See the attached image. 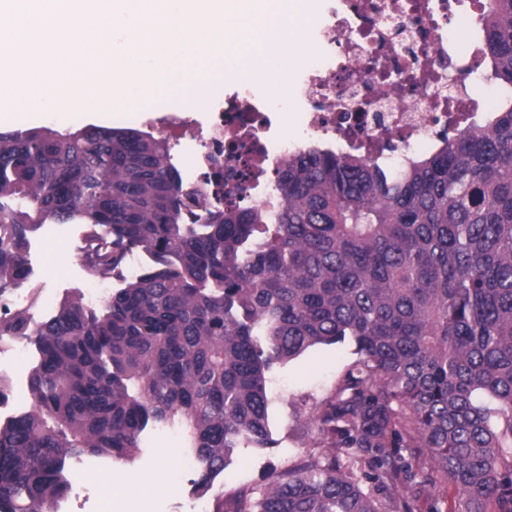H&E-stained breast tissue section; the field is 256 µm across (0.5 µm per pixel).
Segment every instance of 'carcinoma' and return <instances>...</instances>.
I'll list each match as a JSON object with an SVG mask.
<instances>
[{
    "instance_id": "carcinoma-1",
    "label": "carcinoma",
    "mask_w": 512,
    "mask_h": 512,
    "mask_svg": "<svg viewBox=\"0 0 512 512\" xmlns=\"http://www.w3.org/2000/svg\"><path fill=\"white\" fill-rule=\"evenodd\" d=\"M478 24L494 110L395 169L299 151L272 222L216 206L185 223L197 195L150 133H0V293L47 221L104 235L94 273L152 257L101 314L70 295L41 323L0 319L38 354L29 410L0 421V512H56L66 459L131 460L175 421L207 492L239 441L267 440L270 366L347 340L358 360L309 417L325 450L213 512H414L412 483L433 512L512 503V0H481Z\"/></svg>"
}]
</instances>
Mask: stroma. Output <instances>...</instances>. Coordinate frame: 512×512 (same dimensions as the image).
I'll return each instance as SVG.
<instances>
[{
  "label": "stroma",
  "mask_w": 512,
  "mask_h": 512,
  "mask_svg": "<svg viewBox=\"0 0 512 512\" xmlns=\"http://www.w3.org/2000/svg\"><path fill=\"white\" fill-rule=\"evenodd\" d=\"M198 113L195 107L177 113L164 107L152 108L138 112L128 120L112 121L111 126L145 131L155 123L175 117L183 120V135L190 139L196 134L191 119ZM83 229V224L71 223L66 237L48 243L46 288L69 287L70 272L77 265L84 247ZM356 360L351 347L317 346L294 360L273 364L267 372L272 443L265 448L245 443L234 448L233 462L216 479L212 495L259 491L272 469L293 464L311 451L315 433L307 421L316 413L322 400L334 393L342 375ZM161 460L162 450L158 447L139 449L136 458L130 462L87 455L82 460L85 466L81 469L77 468L75 460H67L64 475L69 490L59 512H120V498L104 492L100 477H143L156 470ZM194 472L187 456L178 454L171 470L177 489L171 494H154L151 512H188L189 497L194 490Z\"/></svg>",
  "instance_id": "1"
}]
</instances>
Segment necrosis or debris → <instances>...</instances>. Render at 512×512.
Returning a JSON list of instances; mask_svg holds the SVG:
<instances>
[{"instance_id":"necrosis-or-debris-1","label":"necrosis or debris","mask_w":512,"mask_h":512,"mask_svg":"<svg viewBox=\"0 0 512 512\" xmlns=\"http://www.w3.org/2000/svg\"><path fill=\"white\" fill-rule=\"evenodd\" d=\"M343 2L318 27L314 65L287 76L294 87L290 112L272 94L246 86L210 97L193 140L184 139L180 121L154 127L172 145L171 162L187 190L219 191L223 205L245 201L271 213L279 199L269 174L300 149L366 152L383 162L412 142L432 145L469 123L478 102L467 78L478 48L449 35L450 0ZM291 124L293 137L285 132ZM216 172L220 184L208 183ZM63 232L62 225H43L27 284L0 294V317L53 314L56 295L43 286L42 257ZM32 360L23 340L0 343V420L24 399Z\"/></svg>"}]
</instances>
